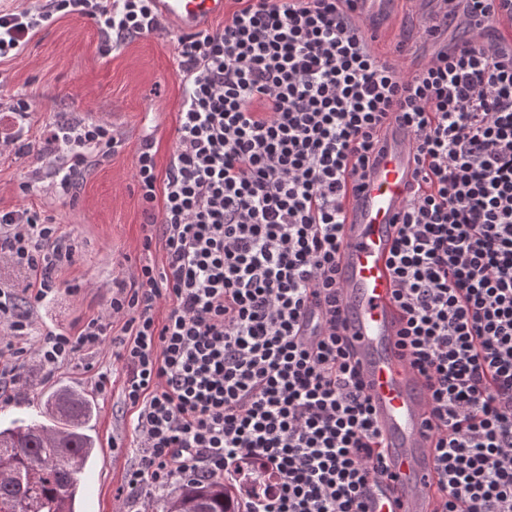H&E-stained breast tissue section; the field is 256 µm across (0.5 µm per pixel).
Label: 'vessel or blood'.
Listing matches in <instances>:
<instances>
[{
	"mask_svg": "<svg viewBox=\"0 0 512 512\" xmlns=\"http://www.w3.org/2000/svg\"><path fill=\"white\" fill-rule=\"evenodd\" d=\"M382 0H359L366 39L378 38L369 20ZM160 20L194 31L223 18L227 0H156ZM486 27L495 47L512 53V0H492ZM418 152L398 124H391L362 185H348L338 282L342 320L370 395L373 420L393 475L392 495L379 512H432L428 492L436 480L432 433L427 424L424 379L405 363L398 344L401 322L389 266L396 226L413 193Z\"/></svg>",
	"mask_w": 512,
	"mask_h": 512,
	"instance_id": "obj_1",
	"label": "vessel or blood"
}]
</instances>
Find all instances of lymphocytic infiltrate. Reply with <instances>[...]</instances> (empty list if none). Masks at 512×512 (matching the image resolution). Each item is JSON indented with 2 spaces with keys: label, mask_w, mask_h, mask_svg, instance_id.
Instances as JSON below:
<instances>
[{
  "label": "lymphocytic infiltrate",
  "mask_w": 512,
  "mask_h": 512,
  "mask_svg": "<svg viewBox=\"0 0 512 512\" xmlns=\"http://www.w3.org/2000/svg\"><path fill=\"white\" fill-rule=\"evenodd\" d=\"M220 29L177 41L183 99L176 147L158 175L138 155L143 246L163 264L114 281L108 318L47 335L46 366L93 352L113 324L128 368L125 403L140 459L128 498L213 477L255 479L241 512H370L390 474L370 397L342 333L338 260L350 181L399 123L420 154L415 195L391 250L400 346L428 389L436 512H512V57L484 48V0H442L426 34L462 20L473 34L418 69L407 42L380 56L353 0H235ZM154 0H46L0 14V60L60 11L106 41L156 31ZM69 188L85 152L109 153L112 127L52 129ZM59 225L0 212V322L33 329L18 294L57 291ZM169 303L157 318L158 301ZM313 327H305L308 311Z\"/></svg>",
  "instance_id": "obj_1"
}]
</instances>
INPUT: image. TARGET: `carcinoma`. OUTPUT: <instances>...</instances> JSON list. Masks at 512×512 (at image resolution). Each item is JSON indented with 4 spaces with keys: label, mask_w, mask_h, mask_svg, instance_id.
<instances>
[{
    "label": "carcinoma",
    "mask_w": 512,
    "mask_h": 512,
    "mask_svg": "<svg viewBox=\"0 0 512 512\" xmlns=\"http://www.w3.org/2000/svg\"><path fill=\"white\" fill-rule=\"evenodd\" d=\"M47 423L0 426V512H77L81 477L95 449L86 433L92 415L78 391L59 389L43 403ZM238 512L233 488L216 477L183 485L163 499V512Z\"/></svg>",
    "instance_id": "cac0c4a2"
}]
</instances>
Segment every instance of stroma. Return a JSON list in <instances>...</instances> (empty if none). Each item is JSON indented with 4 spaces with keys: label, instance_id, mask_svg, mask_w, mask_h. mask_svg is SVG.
I'll use <instances>...</instances> for the list:
<instances>
[{
    "label": "stroma",
    "instance_id": "stroma-1",
    "mask_svg": "<svg viewBox=\"0 0 512 512\" xmlns=\"http://www.w3.org/2000/svg\"><path fill=\"white\" fill-rule=\"evenodd\" d=\"M438 9L437 0H388L392 28L382 52L403 39L418 41L424 16ZM179 35L164 23L108 47L93 20L59 13L17 58L0 61V131L20 132L29 145L22 157L0 156V211L31 209L51 216L71 252L56 273L59 293L33 310L34 336L15 338L0 326V367L15 365L20 373L19 381L0 380V424L30 419L53 387L76 388L94 402L90 433L96 453L84 475L78 512H155L158 506L149 497L129 503L116 498L126 470L138 461L123 396L127 367L117 360L116 346L105 343L52 370L43 368L35 349L39 336L72 334L88 319L105 315L113 280L127 277L143 256L158 264L164 259L161 241L148 251L142 247L144 205L135 175L143 144H153L161 172L175 147L183 93ZM19 98L29 103L22 119L11 110ZM98 119L111 124L118 143L109 157L89 164L73 197L62 198L55 177L62 160L48 146L47 132Z\"/></svg>",
    "mask_w": 512,
    "mask_h": 512
}]
</instances>
